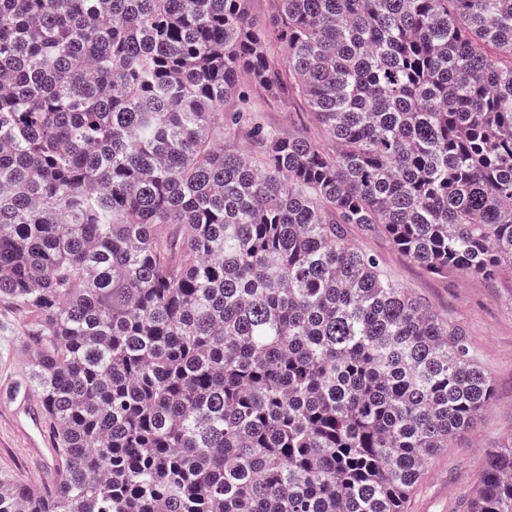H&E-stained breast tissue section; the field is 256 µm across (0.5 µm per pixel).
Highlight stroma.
Listing matches in <instances>:
<instances>
[{
  "label": "stroma",
  "instance_id": "obj_1",
  "mask_svg": "<svg viewBox=\"0 0 512 512\" xmlns=\"http://www.w3.org/2000/svg\"><path fill=\"white\" fill-rule=\"evenodd\" d=\"M239 85L249 103L248 121L235 126L233 143L239 151L260 160L262 150L253 134L258 125L284 136L302 135L335 152V144L298 99L274 94L245 73ZM347 239L375 255L393 282L457 320L491 381L492 399L474 431L453 440L428 461L404 504V512H464L465 497L477 481L487 450L512 439V278L490 282L456 274L432 275L398 251L385 233L358 225L350 226ZM37 324L35 312L0 297V474L36 487L53 478L57 459L40 456L31 448L29 435L15 416V405L4 391L23 387L27 381Z\"/></svg>",
  "mask_w": 512,
  "mask_h": 512
}]
</instances>
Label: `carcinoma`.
<instances>
[{"instance_id": "cac0c4a2", "label": "carcinoma", "mask_w": 512, "mask_h": 512, "mask_svg": "<svg viewBox=\"0 0 512 512\" xmlns=\"http://www.w3.org/2000/svg\"><path fill=\"white\" fill-rule=\"evenodd\" d=\"M243 73L336 153L238 151ZM351 224L512 276V0H0V296L61 452L0 512H403L492 385ZM466 512H512V442Z\"/></svg>"}]
</instances>
